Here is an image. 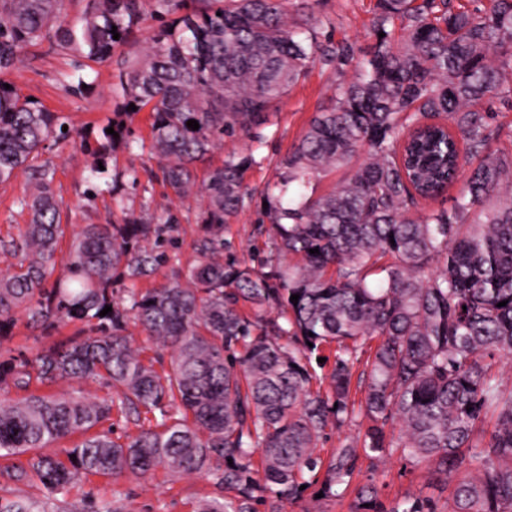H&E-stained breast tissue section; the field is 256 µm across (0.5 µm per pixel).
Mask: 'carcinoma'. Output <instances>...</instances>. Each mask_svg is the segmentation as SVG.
Listing matches in <instances>:
<instances>
[{"label": "carcinoma", "instance_id": "cac0c4a2", "mask_svg": "<svg viewBox=\"0 0 512 512\" xmlns=\"http://www.w3.org/2000/svg\"><path fill=\"white\" fill-rule=\"evenodd\" d=\"M154 2L158 32L121 80L122 118L101 125L96 146L0 82V184L21 172L32 184L20 199L29 223L0 238V254L18 259L0 273V338L21 316L44 328L83 325L30 356L0 353V387L24 392L0 403V457L34 452L0 476L48 494L1 498L0 512H53L49 501L82 478L158 470L212 482L194 512H284L302 485L328 499L355 493V512H439L420 497L387 505L375 487L355 484L360 454L394 451L455 479L448 512H512V385L494 370L495 357L512 355V152L492 147L501 128L481 107L512 99V0H490L487 11L377 0L373 27L385 36L359 57L320 44L309 20L288 21V0ZM90 4L77 32L59 0H0V73L51 32L104 61L144 21L146 0ZM396 19L405 33L393 41L386 26ZM318 60L351 65L354 77L280 160L279 194L263 193L270 225L257 227L270 255L243 266L224 228L249 195L253 156L229 154L200 184L193 164L260 126ZM145 108L162 181L174 198L195 193L204 204L187 263L162 250L179 232L177 212L146 218L123 206L118 223L62 224L55 170L36 163L48 143L77 136L91 178H102L108 150ZM469 158L479 163L466 173ZM341 170L337 188L316 194L315 181ZM457 183L451 209H418ZM165 265L159 285L124 288ZM131 322L168 357L166 369L131 345ZM333 344V364L314 376L311 361ZM84 381L117 396L55 391ZM114 413L137 432L120 440L100 429ZM359 418L363 433L327 459L315 454L328 427ZM74 435L66 459L46 451ZM73 512L125 508L88 499Z\"/></svg>", "mask_w": 512, "mask_h": 512}]
</instances>
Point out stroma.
I'll list each match as a JSON object with an SVG mask.
<instances>
[{
    "label": "stroma",
    "mask_w": 512,
    "mask_h": 512,
    "mask_svg": "<svg viewBox=\"0 0 512 512\" xmlns=\"http://www.w3.org/2000/svg\"><path fill=\"white\" fill-rule=\"evenodd\" d=\"M374 4L375 0H292L288 12L294 17H310L320 43L347 45L359 55L368 52L375 43ZM155 31V21L146 20L137 31L135 41L119 46L110 59L99 64L84 62L75 47L50 35L29 47L22 64L1 74L0 80L12 84L48 110L68 117L93 138L98 127L118 111L123 101L120 77L129 70ZM352 78L351 68L322 62L313 64L268 113L260 127L262 142H254L251 134L241 131L235 138L225 140L222 149L196 161L197 176L202 179L227 153L254 155L255 161L245 174L252 194L224 231L241 263L256 265L270 253V241L267 236L258 234L256 227L267 221L261 210V193L266 185L276 181L279 159L298 143L315 113L335 105L339 87ZM80 80L87 88L77 95L72 93L71 87ZM42 156L56 169L54 189L61 203V223L108 224L120 218L122 207L152 214L166 202L168 191L156 175L157 160L149 149L116 144L107 159L109 173L133 167L138 171V182L133 186L123 185L119 196L105 193L92 201L85 197L90 177L89 157L79 140L50 145ZM28 190L29 178L24 173L0 184V237L17 235L27 224L29 213L22 209L19 200ZM74 331L71 325L32 329L21 319L8 338L0 339V351L31 354L69 338ZM359 468L358 484L374 486L384 503L421 496L433 501L441 510L447 506L452 485L438 478L428 463L412 462L394 452L361 457ZM212 490L206 477L190 475L172 483L159 471L150 479L130 475L93 476L78 481L66 499L75 502L88 496L98 501L116 498L123 501L127 512H193L197 498Z\"/></svg>",
    "instance_id": "1"
}]
</instances>
